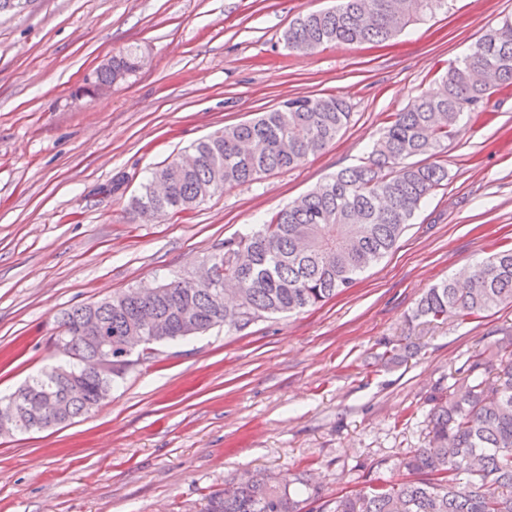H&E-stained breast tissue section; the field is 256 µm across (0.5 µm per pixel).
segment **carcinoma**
I'll list each match as a JSON object with an SVG mask.
<instances>
[{
	"label": "carcinoma",
	"mask_w": 512,
	"mask_h": 512,
	"mask_svg": "<svg viewBox=\"0 0 512 512\" xmlns=\"http://www.w3.org/2000/svg\"><path fill=\"white\" fill-rule=\"evenodd\" d=\"M445 2L341 0L332 9L300 15L284 41L299 53L330 44L383 42ZM138 59L134 52H120L111 66L96 71L95 80L123 81L137 72ZM511 86L512 17H506L449 67L438 93L424 94L391 115L360 165L319 183L258 230L224 240L210 259V284L176 276L64 311L54 343L71 362L43 369L15 391L44 405L37 417L20 414L8 431L47 430L93 411L129 369L109 350L132 329L143 331L142 349L150 351L156 343L225 323L218 288L224 282L235 287L242 314L238 329L266 314L323 304L352 287L397 248L424 199L448 182L443 165L405 160L437 155L459 131L464 114L482 111L491 89ZM351 115L349 105L334 96L290 98L198 142L193 167L175 159L157 167L132 198L131 209L179 213L226 186L292 168L329 146ZM158 175L168 185L162 198L150 192ZM511 305L512 249H505L482 260L471 278L430 288L411 319L437 325L451 315L464 321ZM93 320L102 332L88 331ZM410 348L406 336L381 358L403 359ZM495 355L494 360L483 352L472 355L463 377L430 397L427 444L409 450L400 462L406 479L372 481L356 493L324 501L320 486L302 475L256 473L211 493L206 512H512V336L496 344Z\"/></svg>",
	"instance_id": "obj_1"
}]
</instances>
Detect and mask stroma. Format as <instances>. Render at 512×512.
Returning <instances> with one entry per match:
<instances>
[{
    "instance_id": "obj_1",
    "label": "stroma",
    "mask_w": 512,
    "mask_h": 512,
    "mask_svg": "<svg viewBox=\"0 0 512 512\" xmlns=\"http://www.w3.org/2000/svg\"><path fill=\"white\" fill-rule=\"evenodd\" d=\"M338 0H31L0 13V398L63 362L56 316L201 271L217 245L258 228L358 165L387 115L439 87L512 0H448L382 44L289 51L302 13ZM142 69L90 98L113 52ZM298 95L336 96L349 124L292 169L197 207L133 217L149 172L227 125ZM447 185L422 202L395 251L324 305L243 329L156 344L98 408L69 425L0 435V512H204L247 472L307 473L324 498L399 481L426 444L428 398L512 333V306L416 326L428 288L512 247V92L492 91L444 149ZM117 194L105 193L113 178ZM419 337L408 362L388 343Z\"/></svg>"
}]
</instances>
